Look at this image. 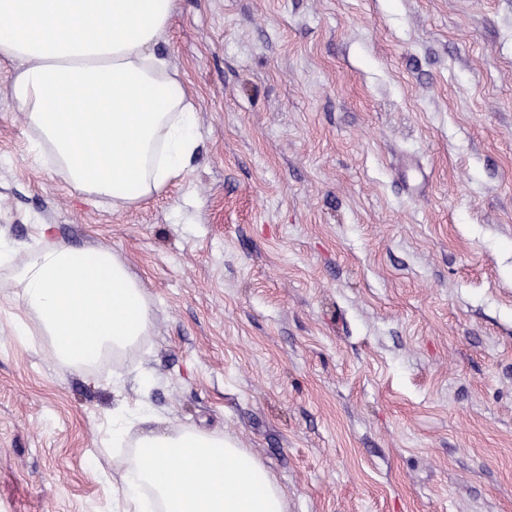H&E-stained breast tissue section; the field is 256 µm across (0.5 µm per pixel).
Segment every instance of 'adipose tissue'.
I'll return each instance as SVG.
<instances>
[{
    "label": "adipose tissue",
    "mask_w": 512,
    "mask_h": 512,
    "mask_svg": "<svg viewBox=\"0 0 512 512\" xmlns=\"http://www.w3.org/2000/svg\"><path fill=\"white\" fill-rule=\"evenodd\" d=\"M177 0H0V63L28 130L27 155L80 194L126 208L190 168L199 146L188 86L155 47ZM0 285L18 309L14 336L48 338L57 362L85 370L152 327L142 283L102 246L32 245L0 232ZM147 402L118 405L111 447L134 451L116 512H286L254 455L224 436L155 427Z\"/></svg>",
    "instance_id": "adipose-tissue-1"
}]
</instances>
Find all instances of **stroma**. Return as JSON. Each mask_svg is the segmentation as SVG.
<instances>
[{"label":"stroma","mask_w":512,"mask_h":512,"mask_svg":"<svg viewBox=\"0 0 512 512\" xmlns=\"http://www.w3.org/2000/svg\"><path fill=\"white\" fill-rule=\"evenodd\" d=\"M186 177L115 209L27 156L0 231L112 250L153 326L92 370L0 304V512H113L108 419L224 434L287 512H512V0H178Z\"/></svg>","instance_id":"35a3bbf8"}]
</instances>
